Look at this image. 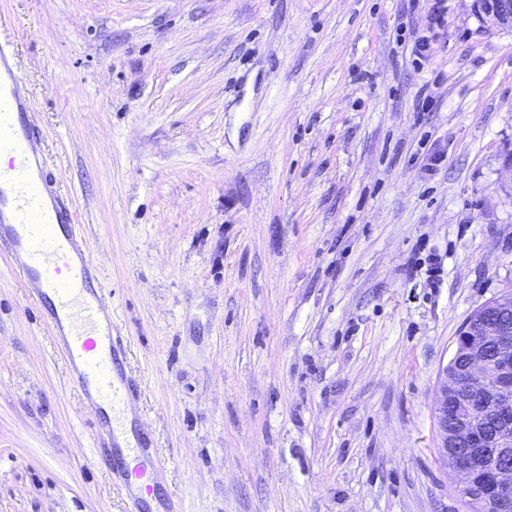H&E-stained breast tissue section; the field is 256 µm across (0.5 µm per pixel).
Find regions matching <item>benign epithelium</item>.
Instances as JSON below:
<instances>
[{"mask_svg": "<svg viewBox=\"0 0 512 512\" xmlns=\"http://www.w3.org/2000/svg\"><path fill=\"white\" fill-rule=\"evenodd\" d=\"M478 16L512 33V0H474ZM439 456L460 474L468 512H512V291L475 310L435 392Z\"/></svg>", "mask_w": 512, "mask_h": 512, "instance_id": "obj_1", "label": "benign epithelium"}]
</instances>
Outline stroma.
I'll list each match as a JSON object with an SVG mask.
<instances>
[{
	"label": "stroma",
	"instance_id": "1",
	"mask_svg": "<svg viewBox=\"0 0 512 512\" xmlns=\"http://www.w3.org/2000/svg\"><path fill=\"white\" fill-rule=\"evenodd\" d=\"M427 8L0 0L167 461L154 501L466 512L432 406L512 290V34ZM103 444L0 259V512H138Z\"/></svg>",
	"mask_w": 512,
	"mask_h": 512
}]
</instances>
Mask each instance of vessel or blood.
<instances>
[{
  "mask_svg": "<svg viewBox=\"0 0 512 512\" xmlns=\"http://www.w3.org/2000/svg\"><path fill=\"white\" fill-rule=\"evenodd\" d=\"M10 43L0 41V254L39 307L68 382L96 407L115 408L138 397L125 364V346L112 322V292L81 234L74 210L49 178L31 106ZM150 439L112 435L125 493L152 494L163 464L150 457Z\"/></svg>",
  "mask_w": 512,
  "mask_h": 512,
  "instance_id": "obj_1",
  "label": "vessel or blood"
}]
</instances>
